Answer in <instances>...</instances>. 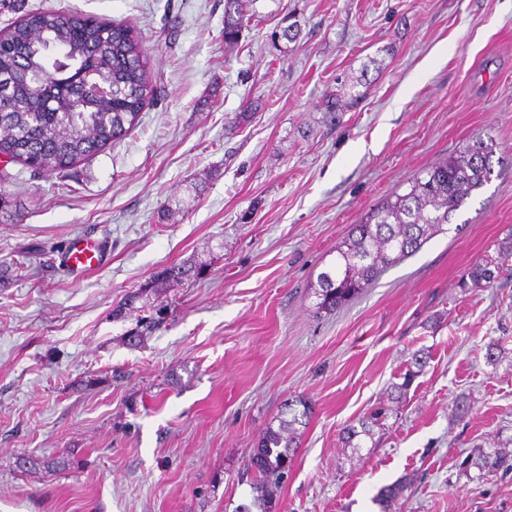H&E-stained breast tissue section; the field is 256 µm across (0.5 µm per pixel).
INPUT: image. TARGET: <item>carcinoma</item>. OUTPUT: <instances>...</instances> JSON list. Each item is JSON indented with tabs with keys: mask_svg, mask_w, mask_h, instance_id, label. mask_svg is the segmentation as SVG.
Returning <instances> with one entry per match:
<instances>
[{
	"mask_svg": "<svg viewBox=\"0 0 512 512\" xmlns=\"http://www.w3.org/2000/svg\"><path fill=\"white\" fill-rule=\"evenodd\" d=\"M254 0H224V44L238 43L251 20ZM147 61L134 32L126 25L77 14L29 12L0 34V152L47 174L66 173L123 137L153 97ZM492 140L477 137L454 156L436 163L424 175L408 180V190L395 193L355 224L336 247V260L310 284L315 312L332 313L372 287L390 266L414 255L434 236L446 231L456 211L488 184L494 165ZM20 206L0 194V219H16ZM512 257V241L498 247L497 258L475 264L468 272L474 287L493 284ZM204 266L190 262L167 265L118 306L122 319L135 302L160 286H178L202 276ZM167 307L136 322L127 331L136 346L157 330ZM428 353L414 352L402 382L393 385L395 399L405 397L428 364ZM391 408L380 406L348 426L345 447L358 453L374 428L383 425ZM311 406L297 397L282 408L277 424H269L246 461L251 502L235 512H274L288 468L309 424ZM22 468L70 467L68 461L47 462L33 455L18 458ZM474 465L481 475L512 470V454L482 451Z\"/></svg>",
	"mask_w": 512,
	"mask_h": 512,
	"instance_id": "cac0c4a2",
	"label": "carcinoma"
}]
</instances>
